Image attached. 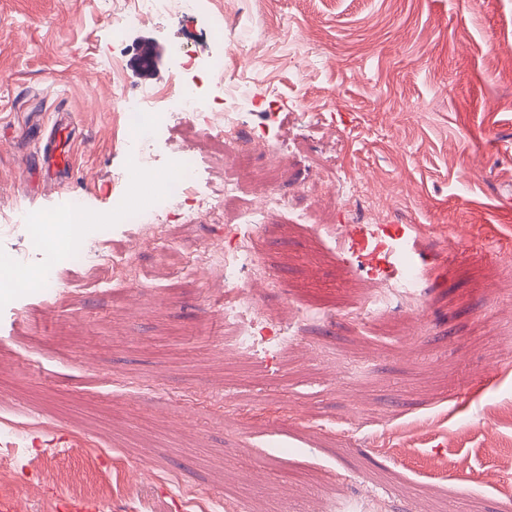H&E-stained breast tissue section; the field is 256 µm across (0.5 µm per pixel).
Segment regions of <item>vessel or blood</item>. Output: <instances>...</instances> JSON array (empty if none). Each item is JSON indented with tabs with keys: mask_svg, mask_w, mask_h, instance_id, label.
Masks as SVG:
<instances>
[{
	"mask_svg": "<svg viewBox=\"0 0 512 512\" xmlns=\"http://www.w3.org/2000/svg\"><path fill=\"white\" fill-rule=\"evenodd\" d=\"M72 138L69 125H59L40 148L39 165L46 178L70 167L66 151ZM350 250L356 254L371 278L394 279L402 276L405 265L423 266L419 243L409 230L398 224H353L347 230Z\"/></svg>",
	"mask_w": 512,
	"mask_h": 512,
	"instance_id": "b4317fda",
	"label": "vessel or blood"
}]
</instances>
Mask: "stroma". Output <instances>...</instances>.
Returning <instances> with one entry per match:
<instances>
[{
  "instance_id": "obj_1",
  "label": "stroma",
  "mask_w": 512,
  "mask_h": 512,
  "mask_svg": "<svg viewBox=\"0 0 512 512\" xmlns=\"http://www.w3.org/2000/svg\"><path fill=\"white\" fill-rule=\"evenodd\" d=\"M128 0H0V213L51 214L82 198L99 215L121 197L128 163L115 142V93L172 81L141 74L138 41L178 43L197 60L226 39L256 48L241 135L219 140L172 122L198 184L236 183L216 215L168 224L147 261L149 291L111 269L59 265L64 286L0 304V428L33 443L11 460L21 512H56L68 475L102 476L103 512H128L127 480L149 464L163 512H512V0H209L188 22L164 16L112 35ZM314 117H303L306 102ZM76 136L72 168L45 183L36 152L59 114ZM276 142V155L254 144ZM368 191L360 218L336 187ZM268 187L261 257L279 292L263 295L254 345L225 357L224 274L201 279L190 250L233 249L227 228ZM415 226L433 276L423 330L351 321L371 279L311 227ZM0 256L41 268L25 226L0 232ZM298 303L303 322L281 355L269 329Z\"/></svg>"
}]
</instances>
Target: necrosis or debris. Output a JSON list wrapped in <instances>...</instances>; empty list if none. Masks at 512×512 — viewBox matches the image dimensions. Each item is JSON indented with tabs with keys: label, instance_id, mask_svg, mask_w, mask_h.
<instances>
[{
	"label": "necrosis or debris",
	"instance_id": "necrosis-or-debris-1",
	"mask_svg": "<svg viewBox=\"0 0 512 512\" xmlns=\"http://www.w3.org/2000/svg\"><path fill=\"white\" fill-rule=\"evenodd\" d=\"M204 0H133L124 15L113 18L114 36L167 13H176L201 7ZM162 105H155L151 96L121 95L117 116L122 120L125 135L121 146L127 156L129 173L127 189L117 208L112 211L116 224H137L141 240L130 251L115 253L103 246L85 245L80 225L96 223L93 212L86 209L83 200L72 199L59 223L73 225L69 245L57 253L56 263L106 266L118 271L131 270L143 254H161L167 249L166 222L176 217L186 222L196 221L200 215L219 212L224 206V188L201 194L197 185L195 157L188 146L172 149L169 154L170 175L154 176V134L167 116L195 120L221 137H232L240 119L239 109L251 100L250 88L241 83L225 85L222 98L210 101L201 93L176 79L173 87L162 96ZM284 200L274 191L264 193V207L243 216V230L238 234L234 251L208 244L192 254V269L205 274L214 266L224 269V312L227 316L224 336L226 350L240 351L254 341L250 325L234 321V314L252 313L260 294L271 286L260 258L258 242L252 227L261 223L266 211L284 208ZM423 277L407 272L400 282L372 283L369 293L350 309L354 321L363 322L375 317L387 307L388 300L397 294L405 296L413 315H420Z\"/></svg>",
	"mask_w": 512,
	"mask_h": 512
}]
</instances>
